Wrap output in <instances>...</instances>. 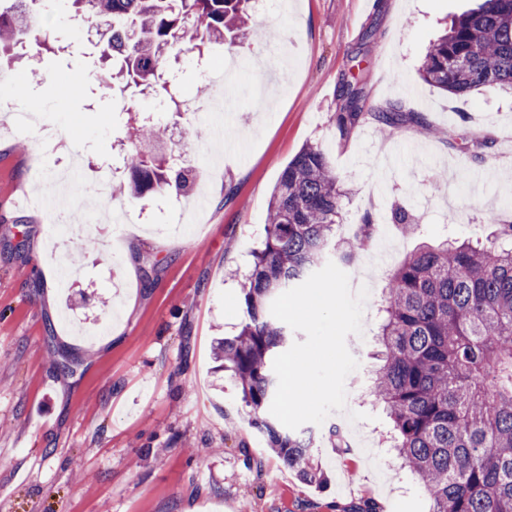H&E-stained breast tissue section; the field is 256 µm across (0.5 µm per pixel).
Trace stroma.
<instances>
[{
    "label": "stroma",
    "instance_id": "35a3bbf8",
    "mask_svg": "<svg viewBox=\"0 0 512 512\" xmlns=\"http://www.w3.org/2000/svg\"><path fill=\"white\" fill-rule=\"evenodd\" d=\"M479 0H266L247 38L214 45L236 60L224 83L198 94L197 61L176 67L182 93L228 98L223 117L156 114L166 149L195 175L189 194H111L100 165L123 168L129 124L148 97L111 99L93 78L101 63L79 20L50 18L81 53L42 52L40 79L9 102L40 113L84 152L75 194L97 204L94 223L58 238L27 195L51 194L64 156H41L32 137L8 133L0 114V512H336L369 499L387 512H430L428 497L394 464L389 423L368 381L372 335L388 274L418 244L474 239L492 228L512 193V96L483 87L464 97L423 84L428 46ZM356 76L366 108L396 101L421 112L389 131L367 121L336 127L337 89ZM234 133L231 148L212 136ZM478 141L481 157L462 145ZM321 146L353 191L339 229L359 216L379 234L346 266L351 288L368 286L362 334L346 344L359 367L346 379L350 422L333 413L309 424L324 483L304 481L268 448L249 407L224 373L219 338L244 320L241 285L265 235L279 174L306 144ZM408 208L417 228L392 223ZM79 270L61 281L74 245ZM67 352L73 371L53 360ZM346 445L333 447L329 425Z\"/></svg>",
    "mask_w": 512,
    "mask_h": 512
}]
</instances>
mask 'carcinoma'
<instances>
[{"instance_id": "cac0c4a2", "label": "carcinoma", "mask_w": 512, "mask_h": 512, "mask_svg": "<svg viewBox=\"0 0 512 512\" xmlns=\"http://www.w3.org/2000/svg\"><path fill=\"white\" fill-rule=\"evenodd\" d=\"M251 0H72L75 17L109 27L102 51L124 80L122 91L169 95L170 55L205 56L207 43L246 38ZM46 0H13L0 8V63L58 41L55 29L32 34L29 22ZM421 80L453 95L483 86L512 91V0H483L427 48ZM336 125L344 135L371 119L382 128L422 116L401 103L363 111L359 89L341 86ZM126 159L124 193H187L189 171L153 153L162 140L151 123L135 127ZM345 179L316 145L302 147L284 166L271 195L262 247L244 285L245 321L224 338L217 357L239 384L252 423L272 452L303 478L323 482L309 452L311 437L261 416L277 388L272 356L288 341V326L271 303L329 261L350 265L377 233L366 210L351 239L336 235ZM371 392L397 431L400 467L433 502L432 512H512V247L490 242L419 244L387 278Z\"/></svg>"}]
</instances>
